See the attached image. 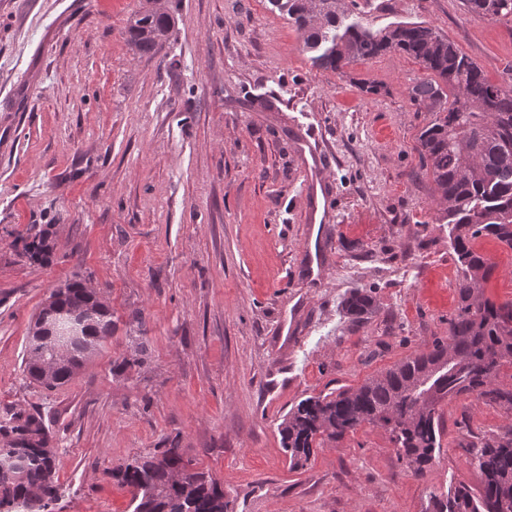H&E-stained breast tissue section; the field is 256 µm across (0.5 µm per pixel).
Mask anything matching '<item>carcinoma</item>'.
Listing matches in <instances>:
<instances>
[{
    "mask_svg": "<svg viewBox=\"0 0 512 512\" xmlns=\"http://www.w3.org/2000/svg\"><path fill=\"white\" fill-rule=\"evenodd\" d=\"M303 36L322 69L341 73L353 62L383 53L419 61L431 77L410 89L412 101L428 112L418 135L424 175L448 224L458 279L457 305L448 319V338L368 378L360 387L336 388L292 406L278 425L290 466L304 467L317 449L372 424L390 434L400 461L421 477L439 454L443 405L475 395L512 411V389L494 383L512 364V300L484 297L481 285L494 272L479 239L512 251V87L487 80L480 67L447 38L423 23L378 31L365 27L339 0H269ZM470 13L495 20L512 18V0H466ZM172 19L145 11L128 27L141 53L157 51ZM22 254L49 260V229L22 239ZM39 312L27 346L25 372L52 389L68 382L112 336V315L76 277L55 289ZM355 321L377 309L365 289H353L341 303ZM92 308L94 314L73 335L51 336L54 313ZM49 427L39 413L14 412L0 421V512H50L58 486ZM466 464L479 479L475 494L460 483L429 494L432 512H512V425L464 445ZM112 477L133 490V512H234L224 487L192 467L177 447L164 448L112 468Z\"/></svg>",
    "mask_w": 512,
    "mask_h": 512,
    "instance_id": "1",
    "label": "carcinoma"
}]
</instances>
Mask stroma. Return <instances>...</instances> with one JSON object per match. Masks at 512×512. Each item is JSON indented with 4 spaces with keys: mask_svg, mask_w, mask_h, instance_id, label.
Returning a JSON list of instances; mask_svg holds the SVG:
<instances>
[{
    "mask_svg": "<svg viewBox=\"0 0 512 512\" xmlns=\"http://www.w3.org/2000/svg\"><path fill=\"white\" fill-rule=\"evenodd\" d=\"M160 3L174 24L143 54L127 25L146 0H0V415L37 410L54 432V512H130L113 465L173 439L235 512H426L430 492L478 488L462 446L512 414L473 395L443 405L420 478L376 425L299 469L278 432L300 400L448 334L456 269L419 173L428 114L409 95L427 71L395 53L316 68L269 0ZM346 4L375 31L430 25L491 83L512 81V21L464 0ZM304 142L333 175L322 225L308 221ZM34 224L49 227V262L21 254ZM481 247L495 265L484 295L505 301L512 252ZM75 277L110 310L112 340L47 390L22 358ZM353 288L378 307L363 324L340 306Z\"/></svg>",
    "mask_w": 512,
    "mask_h": 512,
    "instance_id": "obj_1",
    "label": "stroma"
}]
</instances>
